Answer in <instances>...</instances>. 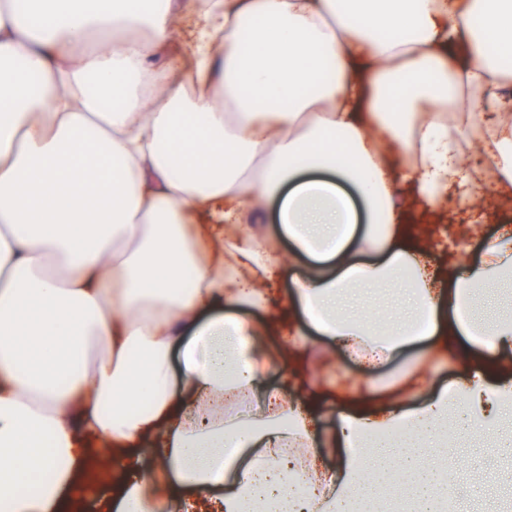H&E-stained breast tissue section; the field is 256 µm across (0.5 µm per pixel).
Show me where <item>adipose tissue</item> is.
<instances>
[{
    "instance_id": "1",
    "label": "adipose tissue",
    "mask_w": 512,
    "mask_h": 512,
    "mask_svg": "<svg viewBox=\"0 0 512 512\" xmlns=\"http://www.w3.org/2000/svg\"><path fill=\"white\" fill-rule=\"evenodd\" d=\"M0 0V512H66L88 447L106 512H448L449 435L512 455V226L437 241L408 211L512 191V0ZM249 39H242V32ZM176 58L154 68L151 59ZM41 87L31 91L29 78ZM304 262L287 296L273 287ZM261 420L226 421L272 363ZM423 344L375 405L317 371ZM472 360L453 388L430 361ZM494 370L484 368V360ZM417 410L404 401L421 391ZM151 441L152 459L136 454ZM252 450L226 475L225 449ZM306 483L312 493L298 500Z\"/></svg>"
}]
</instances>
